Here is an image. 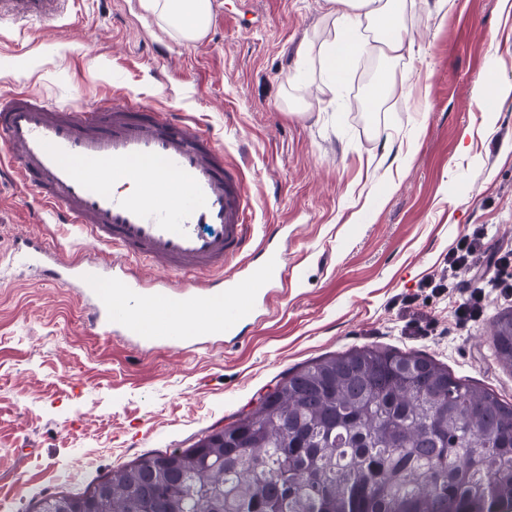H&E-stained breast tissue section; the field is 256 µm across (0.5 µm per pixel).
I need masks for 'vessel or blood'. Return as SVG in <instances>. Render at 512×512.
<instances>
[{"mask_svg":"<svg viewBox=\"0 0 512 512\" xmlns=\"http://www.w3.org/2000/svg\"><path fill=\"white\" fill-rule=\"evenodd\" d=\"M68 4L0 0V22L55 20ZM0 143L11 151L6 169L16 188L33 191L57 223L125 257L119 266L53 259L38 241L14 250L19 263L92 299L89 320L103 332L149 349L234 339L271 288L288 283L275 252L250 276L225 273L251 243L249 201L240 172L190 119L128 98L88 110L16 92L0 98ZM117 179L140 182V194L113 189ZM140 261L160 263L170 279L142 283L133 268ZM213 271L219 280L191 288L197 274ZM188 317L196 330L185 328Z\"/></svg>","mask_w":512,"mask_h":512,"instance_id":"vessel-or-blood-1","label":"vessel or blood"}]
</instances>
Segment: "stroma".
<instances>
[{
	"label": "stroma",
	"mask_w": 512,
	"mask_h": 512,
	"mask_svg": "<svg viewBox=\"0 0 512 512\" xmlns=\"http://www.w3.org/2000/svg\"><path fill=\"white\" fill-rule=\"evenodd\" d=\"M404 24L414 55L394 70L409 94L371 112L352 103L379 59L359 57L332 93L317 55H297L333 35L324 0H212L195 42L144 0H72L57 21L0 25V95L93 108L122 94L191 115L244 172L254 241L271 233L306 273L235 342L146 350L94 328L78 289L13 260L25 239L78 260L103 248L41 223L33 196L0 174V512H34L141 455L191 447L288 370L363 346L428 357L512 403V368L490 339L512 294L487 291L481 315L460 322L467 283L493 271L448 272L476 230L489 251H512V97L487 112L478 102L484 76L512 85V13L499 0H456L444 15L413 0Z\"/></svg>",
	"instance_id": "obj_1"
}]
</instances>
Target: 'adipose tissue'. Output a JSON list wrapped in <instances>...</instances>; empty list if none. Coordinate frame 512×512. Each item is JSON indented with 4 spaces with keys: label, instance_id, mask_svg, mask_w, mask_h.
<instances>
[{
    "label": "adipose tissue",
    "instance_id": "adipose-tissue-1",
    "mask_svg": "<svg viewBox=\"0 0 512 512\" xmlns=\"http://www.w3.org/2000/svg\"><path fill=\"white\" fill-rule=\"evenodd\" d=\"M333 37L319 49V63L339 79L352 58L375 54L392 61L411 57L402 18L408 0H325ZM147 6L185 39L205 36L211 25V0H148Z\"/></svg>",
    "mask_w": 512,
    "mask_h": 512
}]
</instances>
